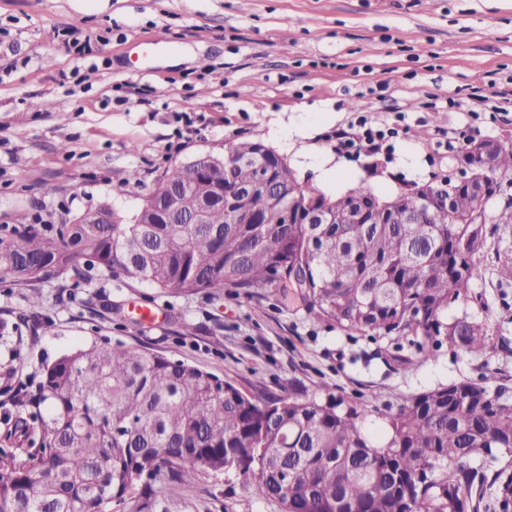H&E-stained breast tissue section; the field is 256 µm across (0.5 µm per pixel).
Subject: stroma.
<instances>
[{"label": "stroma", "instance_id": "obj_1", "mask_svg": "<svg viewBox=\"0 0 512 512\" xmlns=\"http://www.w3.org/2000/svg\"><path fill=\"white\" fill-rule=\"evenodd\" d=\"M158 33L148 51L135 42ZM512 91V0H0V226L19 215L59 224L110 201L132 217L171 161L269 141L271 125L324 115L322 144L375 195L447 177L463 136L512 141L485 102ZM461 107H449V94ZM365 121L381 151L338 148L336 130ZM138 180L128 183L130 173ZM512 224L486 227L471 296L449 318L486 320L482 357L439 347L415 364L408 338L347 336L270 290L193 295L95 276H61L41 307L0 281V388L37 365L107 336L143 344L263 397L351 399L399 406L411 394L485 369L512 383ZM160 318L141 328L131 305ZM51 320L52 333L37 331ZM152 512H280L234 473L189 476Z\"/></svg>", "mask_w": 512, "mask_h": 512}]
</instances>
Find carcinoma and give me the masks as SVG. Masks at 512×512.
<instances>
[{"label":"carcinoma","mask_w":512,"mask_h":512,"mask_svg":"<svg viewBox=\"0 0 512 512\" xmlns=\"http://www.w3.org/2000/svg\"><path fill=\"white\" fill-rule=\"evenodd\" d=\"M261 143L224 148V202L271 208L256 184ZM512 179V143L490 178ZM188 188L187 205L212 192L190 166L154 179L131 224H20L0 236V280L36 283L95 270L173 294L234 288L289 292L318 322L371 336H414L417 362L435 347L470 356L489 346L488 326L466 300L486 226L459 224L442 203L428 224H232L223 208L207 224H149L146 210ZM315 191L279 182L281 199ZM32 385L0 391V512H109L153 505L159 475L171 492L188 470L234 472L281 512H499L512 495V398L495 373L412 394L397 409L369 411L326 389L320 399H259L209 372L142 345L103 337L41 362ZM492 460V468L485 467Z\"/></svg>","instance_id":"1"}]
</instances>
